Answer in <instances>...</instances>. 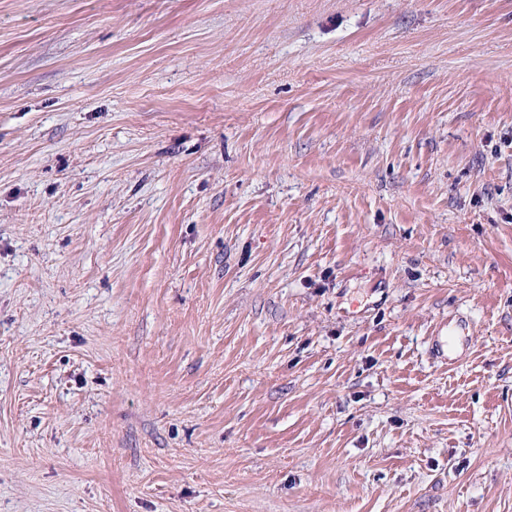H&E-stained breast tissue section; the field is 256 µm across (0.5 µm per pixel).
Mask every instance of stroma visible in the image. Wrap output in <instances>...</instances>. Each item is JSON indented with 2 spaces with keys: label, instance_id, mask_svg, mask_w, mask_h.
I'll return each mask as SVG.
<instances>
[{
  "label": "stroma",
  "instance_id": "stroma-1",
  "mask_svg": "<svg viewBox=\"0 0 512 512\" xmlns=\"http://www.w3.org/2000/svg\"><path fill=\"white\" fill-rule=\"evenodd\" d=\"M0 512H512V0H0Z\"/></svg>",
  "mask_w": 512,
  "mask_h": 512
}]
</instances>
